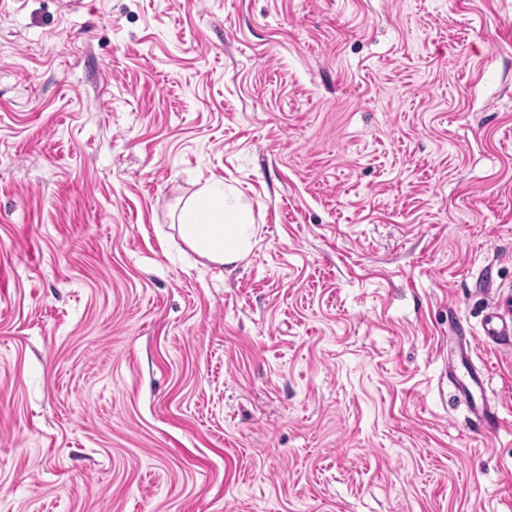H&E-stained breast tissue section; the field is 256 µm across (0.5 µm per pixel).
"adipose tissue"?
<instances>
[{"mask_svg":"<svg viewBox=\"0 0 512 512\" xmlns=\"http://www.w3.org/2000/svg\"><path fill=\"white\" fill-rule=\"evenodd\" d=\"M179 230L200 257L219 265L245 260L255 244L249 211L235 191L220 184L203 188L188 202Z\"/></svg>","mask_w":512,"mask_h":512,"instance_id":"1","label":"adipose tissue"}]
</instances>
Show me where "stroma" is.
Segmentation results:
<instances>
[{"instance_id": "obj_1", "label": "stroma", "mask_w": 512, "mask_h": 512, "mask_svg": "<svg viewBox=\"0 0 512 512\" xmlns=\"http://www.w3.org/2000/svg\"><path fill=\"white\" fill-rule=\"evenodd\" d=\"M504 298L512 0H0V512H512ZM179 224L185 242L202 258L224 265L248 258L255 229L250 212L232 189L212 184L190 200ZM484 333L487 339L494 343L511 342L512 335V306L509 303H503L498 310L497 316H491L484 327Z\"/></svg>"}]
</instances>
